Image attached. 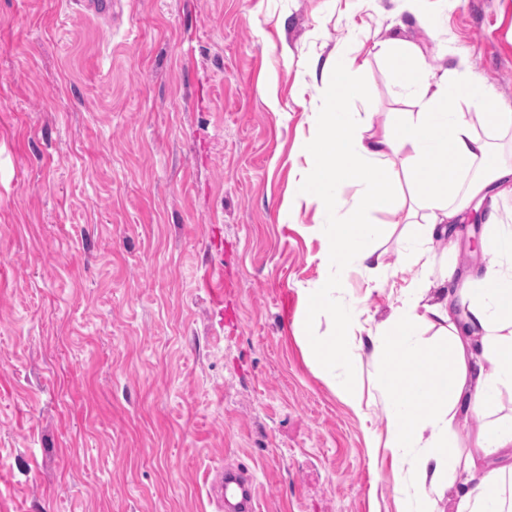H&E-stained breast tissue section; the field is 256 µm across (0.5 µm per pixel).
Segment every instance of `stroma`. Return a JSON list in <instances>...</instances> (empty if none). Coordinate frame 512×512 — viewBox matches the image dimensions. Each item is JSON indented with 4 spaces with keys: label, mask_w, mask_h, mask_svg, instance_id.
Returning <instances> with one entry per match:
<instances>
[{
    "label": "stroma",
    "mask_w": 512,
    "mask_h": 512,
    "mask_svg": "<svg viewBox=\"0 0 512 512\" xmlns=\"http://www.w3.org/2000/svg\"><path fill=\"white\" fill-rule=\"evenodd\" d=\"M396 33L512 111V0H0V512H219L236 466L257 512H398L386 375L354 340L312 357L335 323L306 298L377 329L417 283L404 227L346 185L335 225H387V267L331 269L292 202L306 62L363 43L378 129L410 108L374 50ZM484 229L429 244L428 280L499 265ZM330 290L329 288H320L312 294L310 297L311 312L330 314L340 330L353 323H357L359 326V312L355 309H346L339 306Z\"/></svg>",
    "instance_id": "stroma-1"
}]
</instances>
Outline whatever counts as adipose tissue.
<instances>
[{
  "label": "adipose tissue",
  "mask_w": 512,
  "mask_h": 512,
  "mask_svg": "<svg viewBox=\"0 0 512 512\" xmlns=\"http://www.w3.org/2000/svg\"><path fill=\"white\" fill-rule=\"evenodd\" d=\"M378 53L394 61L390 80L411 99V110L372 131L368 117L346 108L365 95L354 80L364 61L342 50L310 59V79H317L319 68L334 69L336 88L312 97L310 121L317 133L300 149L307 169L297 195L324 215L334 210L345 180H355L364 210L403 214L409 229L401 247L412 265L425 269L431 262L426 243L446 239L465 207L512 181V166L488 164L491 146L461 105L481 100L482 120L495 128H511L512 113L470 78L465 64L435 73L415 44L398 35L380 42ZM400 154L406 160L398 170L392 159ZM317 231L328 267L353 259L369 272L384 268L385 258L373 246L383 225L363 221L349 236L332 224H318ZM398 301L388 322L367 339L389 376L388 446L396 465L410 468L401 512H434L426 490L439 484L448 490L452 512H512V415H496L502 395L512 394V264L487 268L460 288L432 295L404 288ZM425 326L446 337L452 374L437 369L421 337ZM459 415L482 416L489 424L456 458L448 446Z\"/></svg>",
  "instance_id": "ef3b65f1"
}]
</instances>
